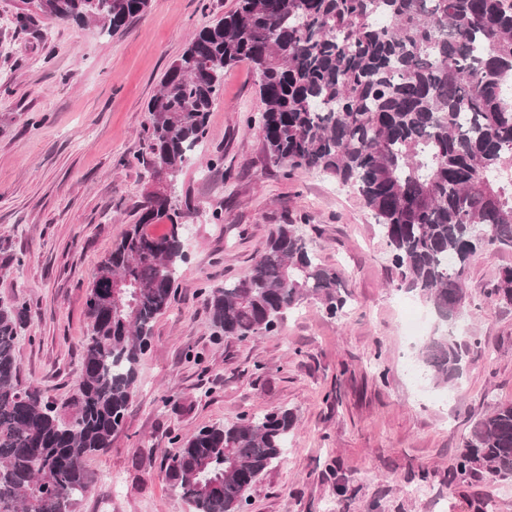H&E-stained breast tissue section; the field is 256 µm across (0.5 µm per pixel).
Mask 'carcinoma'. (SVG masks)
Here are the masks:
<instances>
[{
    "instance_id": "1",
    "label": "carcinoma",
    "mask_w": 512,
    "mask_h": 512,
    "mask_svg": "<svg viewBox=\"0 0 512 512\" xmlns=\"http://www.w3.org/2000/svg\"><path fill=\"white\" fill-rule=\"evenodd\" d=\"M150 0H36L41 13L122 33ZM251 64L267 163L323 172L353 188L384 238L400 286L442 325L468 315L465 282L479 252H512V0H237L196 29L147 104L152 182L171 180L207 134L224 70ZM172 195L148 190L135 223L101 261L86 297L76 391L57 404L24 388L15 354L27 310L0 305V512H76L86 460L125 420L153 325L186 262ZM170 222L163 236L145 227ZM340 270L322 265L299 228L279 224L250 272L208 291L211 326L228 338L276 330L304 302L342 313ZM512 304V266L488 288ZM478 340L440 332L425 375L456 382ZM292 411L195 429L160 469L192 512H242L287 448ZM512 478V404L479 418L448 479Z\"/></svg>"
}]
</instances>
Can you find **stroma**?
I'll list each match as a JSON object with an SVG mask.
<instances>
[{"mask_svg":"<svg viewBox=\"0 0 512 512\" xmlns=\"http://www.w3.org/2000/svg\"><path fill=\"white\" fill-rule=\"evenodd\" d=\"M236 0H150L119 35L38 15L23 31V0H0V244L21 264L0 269V298L30 310L16 355L23 384L68 399L87 334L85 298L98 265L149 187L146 106L190 33ZM261 102L247 63L224 74L204 144L176 180L189 255L170 307L153 327L123 429L90 456L76 512H190L160 470L187 432L278 408L296 429L249 491L250 512H512V479L449 481L471 424L512 403V306L484 291L512 253L478 254L465 321L481 341L457 383L421 373L418 350L433 310L400 289L359 196L334 179L267 165L247 118ZM221 213L214 223L213 213ZM301 224L317 257L343 273L348 304L329 317L310 300L272 334L216 335L210 288L244 277L273 225ZM345 485L338 495L337 485Z\"/></svg>","mask_w":512,"mask_h":512,"instance_id":"35a3bbf8","label":"stroma"}]
</instances>
